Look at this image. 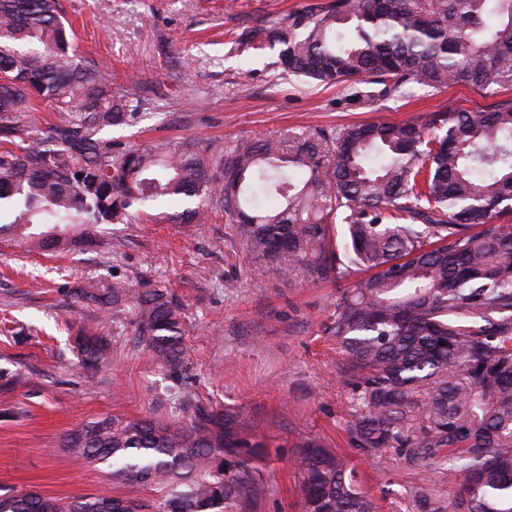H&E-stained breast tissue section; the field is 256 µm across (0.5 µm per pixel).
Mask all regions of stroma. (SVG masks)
<instances>
[{"label":"stroma","instance_id":"stroma-1","mask_svg":"<svg viewBox=\"0 0 512 512\" xmlns=\"http://www.w3.org/2000/svg\"><path fill=\"white\" fill-rule=\"evenodd\" d=\"M79 52L104 65L116 94H162L105 136L144 146L160 138L202 143L259 138L278 144L370 121L401 123L443 107L478 109L490 99L456 87L416 91L400 104H367L350 89L281 78L276 53L237 50L253 18L281 21L308 0H59ZM168 285L180 307L181 376L193 398L239 415L266 444L253 466L266 493L245 512H301L293 465L303 435L349 460L377 512H417L420 496L447 503L461 483L447 466L393 450L351 447L353 386L331 333L339 286L284 280L248 252L223 212L189 231L141 217L102 224L91 243L29 253L0 242V495H123L108 465L69 454L65 435L105 415L176 420L177 376L153 364L130 320L88 303L115 281ZM108 328L112 354L94 375L77 366L78 328Z\"/></svg>","mask_w":512,"mask_h":512}]
</instances>
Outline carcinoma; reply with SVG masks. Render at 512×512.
Returning a JSON list of instances; mask_svg holds the SVG:
<instances>
[{
	"mask_svg": "<svg viewBox=\"0 0 512 512\" xmlns=\"http://www.w3.org/2000/svg\"><path fill=\"white\" fill-rule=\"evenodd\" d=\"M492 14L496 24L485 17ZM57 0H0V235L29 251L64 250L90 224H123L136 208L182 195L163 219L199 224L224 211L254 258L290 279L341 283L332 331L356 385L350 444L439 460L465 482L448 505L419 512H512V0H330L280 23L262 20L239 45L279 50L285 76L348 83L371 103L472 86L484 109L368 122L273 146L245 139L209 151L190 138L147 148L102 137L152 100L126 99L77 53ZM54 112L31 137L34 100ZM93 303L133 304L152 359L175 372L184 326L169 288L116 283ZM103 331L78 330L84 370L110 355ZM176 426L105 416L64 439L67 452L112 466L122 496H0V512H128L161 492L155 512H233L265 492L251 467L262 444L237 414L184 385ZM302 512H376L348 462L315 437L297 445Z\"/></svg>",
	"mask_w": 512,
	"mask_h": 512,
	"instance_id": "cac0c4a2",
	"label": "carcinoma"
}]
</instances>
